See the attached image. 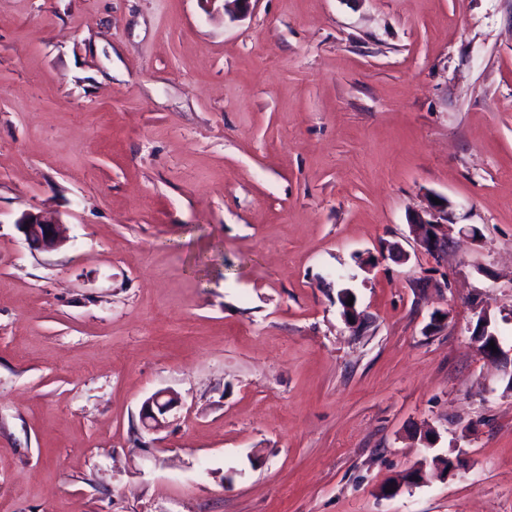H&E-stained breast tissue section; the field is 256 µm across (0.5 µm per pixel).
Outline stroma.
Instances as JSON below:
<instances>
[{"label":"stroma","instance_id":"35a3bbf8","mask_svg":"<svg viewBox=\"0 0 512 512\" xmlns=\"http://www.w3.org/2000/svg\"><path fill=\"white\" fill-rule=\"evenodd\" d=\"M484 312L511 353L512 0H0V512H512ZM431 197L435 196L429 197L428 205L413 215L410 224L420 249L439 260L446 250V241L439 236L438 229L442 224H448L451 213L448 199L435 197L441 201V204H435ZM31 249L53 251L67 242L65 224L42 212H26L16 221ZM490 324V315L486 312L482 313L476 325L475 332L473 333V336L480 337V342H482V345L480 348H478V351L481 356L489 363L507 365L508 361L507 358H504V352L502 351L498 337L495 333L489 330ZM491 340H494L497 353H493L491 348H488ZM179 397L172 391H158L142 405L141 420L146 429L158 431L166 424L165 415L179 403Z\"/></svg>","mask_w":512,"mask_h":512}]
</instances>
